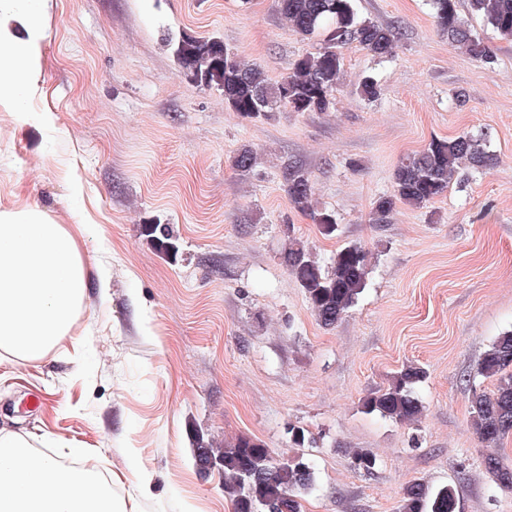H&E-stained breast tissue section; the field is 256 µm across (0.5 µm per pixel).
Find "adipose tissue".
Listing matches in <instances>:
<instances>
[{"mask_svg":"<svg viewBox=\"0 0 512 512\" xmlns=\"http://www.w3.org/2000/svg\"><path fill=\"white\" fill-rule=\"evenodd\" d=\"M44 0H0V108L24 115L44 39ZM89 273L73 230L34 208L0 210V355L42 361L70 330ZM92 472L0 434V512H114Z\"/></svg>","mask_w":512,"mask_h":512,"instance_id":"ef3b65f1","label":"adipose tissue"}]
</instances>
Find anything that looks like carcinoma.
Segmentation results:
<instances>
[{
  "instance_id": "cac0c4a2",
  "label": "carcinoma",
  "mask_w": 512,
  "mask_h": 512,
  "mask_svg": "<svg viewBox=\"0 0 512 512\" xmlns=\"http://www.w3.org/2000/svg\"><path fill=\"white\" fill-rule=\"evenodd\" d=\"M279 13L293 30L306 39H316L320 47L297 58L290 72L272 82L257 65L246 64L239 55L218 40H202L182 34L170 39L174 57L186 77L198 87L216 86L224 93V104L241 117L277 112H327L334 105L344 76L341 49L354 43L371 59L384 63L394 57L397 37L392 28L358 17L354 0H275ZM430 7L448 45L485 64L494 62V51L472 28L460 10L458 0H429ZM471 14L497 35L512 41V0H469ZM362 97L378 99L381 87L373 75L359 86ZM257 152L241 146L232 165L245 177L256 167ZM492 156L487 150V134L463 132L433 139L421 152L404 158L394 173L393 193L379 197L372 209L374 224L390 223L396 204L415 208L448 193L460 171L482 173ZM282 178L290 202L299 210L313 212L322 234L336 231V221L327 212L313 210V187L308 171L287 163ZM142 235L156 250L174 258L178 246L167 224H145ZM282 264L304 290L318 322L333 328L357 305L368 286L369 252L356 245L342 248L325 265L302 240L291 237L281 253ZM478 373L497 381L494 390L473 391L472 426L484 442H497L512 435V329L503 332L483 352ZM426 376L424 368L411 364L390 376L383 387L371 390L362 400L367 413H377L399 422H414L423 405L416 385ZM196 465L220 466L224 473V495L235 512H301V497L315 484L313 466L300 455L272 460L269 449L258 440L240 436L218 448L198 437L193 441ZM484 467L498 484L512 490V468L498 458H484ZM457 496L451 486L432 489L415 481L402 491L399 512H456Z\"/></svg>"
}]
</instances>
